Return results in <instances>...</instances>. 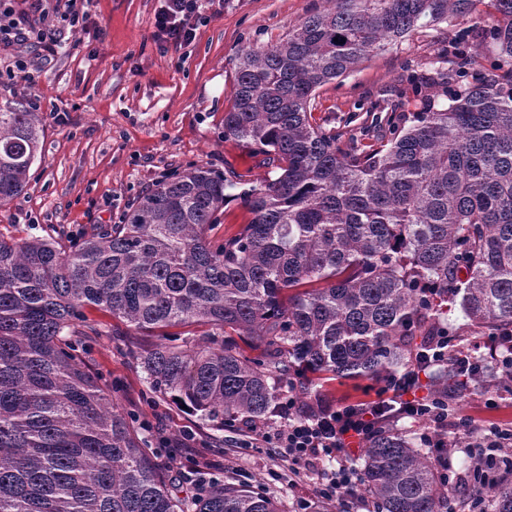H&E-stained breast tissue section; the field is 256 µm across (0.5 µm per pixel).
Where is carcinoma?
Segmentation results:
<instances>
[{"instance_id":"cac0c4a2","label":"carcinoma","mask_w":512,"mask_h":512,"mask_svg":"<svg viewBox=\"0 0 512 512\" xmlns=\"http://www.w3.org/2000/svg\"><path fill=\"white\" fill-rule=\"evenodd\" d=\"M288 37L237 50L224 140L254 145L274 176L248 189L191 167L159 182L125 216L70 245L0 236V512H280L248 485L172 494L145 440L88 368L81 341L103 330L96 306L139 332L207 325L201 341L152 343L137 355L149 384L218 430L261 420L282 385L299 394L336 378L385 380L450 335L460 303L469 328L512 331V0H332ZM493 20H484L486 11ZM459 18L437 68L400 82L430 94L392 113L365 146L312 123L317 90L370 55ZM35 113L0 109V206L38 159ZM252 214L221 244L225 203ZM265 347L236 351L230 334ZM468 335L432 365L430 394L448 415L512 378L482 358L457 364ZM444 459L392 419L367 442L355 496L374 512H512V465L472 495L443 481Z\"/></svg>"}]
</instances>
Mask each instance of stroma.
Returning <instances> with one entry per match:
<instances>
[{"instance_id": "stroma-1", "label": "stroma", "mask_w": 512, "mask_h": 512, "mask_svg": "<svg viewBox=\"0 0 512 512\" xmlns=\"http://www.w3.org/2000/svg\"><path fill=\"white\" fill-rule=\"evenodd\" d=\"M160 0H88L85 19L70 28L61 17L64 0H49V19L58 46L51 60L31 45L0 49V108L28 105L39 95L36 111L43 137L41 152L27 175L24 192L0 206V234L51 237L66 241L94 227L121 223L158 182L191 165H209L230 180L265 177L268 169L256 147L225 140L224 111L231 103L236 51L287 37L311 8L329 0H204L205 21L197 37L164 50L153 37ZM447 26L409 40L362 62L348 76L316 94V122L355 133L348 118L358 106L394 101L403 69L431 74ZM31 75L23 81L16 62ZM147 339L92 336L87 340L91 370L112 384V401L134 414V426L149 437L156 463L165 470L173 494L198 491L196 463L217 461V480L245 483L274 497L282 512H301L302 502L317 499L316 474L296 471L280 448L249 437L241 422L213 429L199 416L153 393L137 365ZM381 386L367 379H337L319 394L332 403L375 400ZM473 430L490 423L512 426V397L496 407L472 395L460 408ZM195 436L194 449L179 446L184 431Z\"/></svg>"}]
</instances>
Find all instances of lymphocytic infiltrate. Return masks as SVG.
<instances>
[{
    "mask_svg": "<svg viewBox=\"0 0 512 512\" xmlns=\"http://www.w3.org/2000/svg\"><path fill=\"white\" fill-rule=\"evenodd\" d=\"M43 0H29L27 9L16 10L9 0H0V45L24 44L35 40L38 48L47 53L55 51V32L50 27H36L31 17L44 13ZM200 25V0H162L155 16L156 42L161 47H181L195 40ZM420 373L412 371L389 380L384 394L370 404L335 405L319 403L310 416L296 412L295 401L279 407L286 424L275 434L262 432L259 424L248 425L249 433L262 437L274 447L285 449L289 459L304 464L309 470H317L322 458L335 459L336 467L324 474L318 487L322 498L333 499L339 494H352L359 485V474L348 461L350 440L367 442L376 426L386 417L412 419L420 427V440L430 448L443 449L454 454L455 448L448 440L449 426L457 430H470L468 419L460 417L449 422L447 415L437 412L434 404L419 397ZM512 447V428L490 425L476 434L470 454L474 467L467 475L449 474V481L461 488L477 483L489 486L498 476L494 452Z\"/></svg>",
    "mask_w": 512,
    "mask_h": 512,
    "instance_id": "obj_1",
    "label": "lymphocytic infiltrate"
}]
</instances>
